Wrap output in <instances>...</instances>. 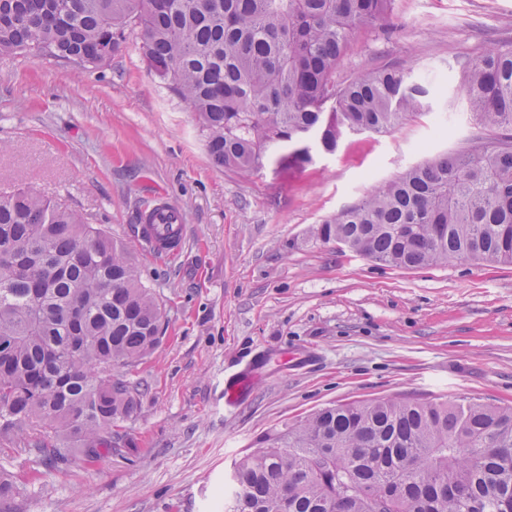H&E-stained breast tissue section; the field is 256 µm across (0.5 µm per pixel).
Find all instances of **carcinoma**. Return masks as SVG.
<instances>
[{"mask_svg":"<svg viewBox=\"0 0 512 512\" xmlns=\"http://www.w3.org/2000/svg\"><path fill=\"white\" fill-rule=\"evenodd\" d=\"M391 0H0V55L87 66L138 29L148 70L186 100L217 166L304 167L346 133H387L428 83L380 67L336 81L353 37ZM489 131L315 225L313 236L399 268L512 264V44L461 63ZM168 247L165 233L142 225ZM161 303L112 232L33 189L0 196V434L71 466L112 448L136 388L105 375L161 344ZM512 512V407L380 399L324 407L235 463L224 512Z\"/></svg>","mask_w":512,"mask_h":512,"instance_id":"carcinoma-1","label":"carcinoma"}]
</instances>
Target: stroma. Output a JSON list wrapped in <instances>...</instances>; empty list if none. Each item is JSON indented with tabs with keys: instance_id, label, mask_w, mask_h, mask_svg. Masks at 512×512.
Listing matches in <instances>:
<instances>
[{
	"instance_id": "35a3bbf8",
	"label": "stroma",
	"mask_w": 512,
	"mask_h": 512,
	"mask_svg": "<svg viewBox=\"0 0 512 512\" xmlns=\"http://www.w3.org/2000/svg\"><path fill=\"white\" fill-rule=\"evenodd\" d=\"M512 42V0H392L357 33L338 80L387 64L431 85L390 132L344 136L302 169L212 163L189 104L131 33L99 69L0 56V195L31 188L129 243L164 306L163 341L114 364L137 383L123 441L88 468L50 466L0 436L19 487L0 512H224L231 464L333 403L462 397L512 405V265L400 269L322 245L311 228L481 128L460 59ZM182 215L167 254L135 233L158 200ZM250 376L224 403V381Z\"/></svg>"
}]
</instances>
